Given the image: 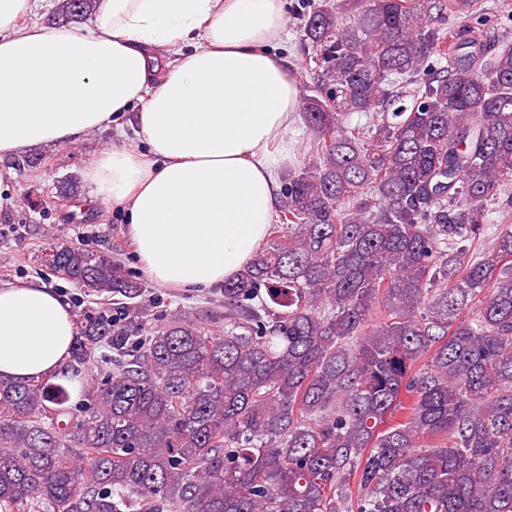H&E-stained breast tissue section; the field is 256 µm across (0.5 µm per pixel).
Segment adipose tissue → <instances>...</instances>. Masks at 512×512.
I'll return each instance as SVG.
<instances>
[{
	"instance_id": "ef3b65f1",
	"label": "adipose tissue",
	"mask_w": 512,
	"mask_h": 512,
	"mask_svg": "<svg viewBox=\"0 0 512 512\" xmlns=\"http://www.w3.org/2000/svg\"><path fill=\"white\" fill-rule=\"evenodd\" d=\"M0 0V157L76 143L133 112L142 147L106 148L85 171L118 203L144 271L183 290L233 277L279 209V168L300 108L275 47L286 0H100L86 34L24 24ZM69 304L40 280L0 285V376L47 378L69 358Z\"/></svg>"
}]
</instances>
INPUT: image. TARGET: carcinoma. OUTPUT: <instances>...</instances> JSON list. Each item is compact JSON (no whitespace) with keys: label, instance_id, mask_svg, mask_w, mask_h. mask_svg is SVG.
Masks as SVG:
<instances>
[{"label":"carcinoma","instance_id":"cac0c4a2","mask_svg":"<svg viewBox=\"0 0 512 512\" xmlns=\"http://www.w3.org/2000/svg\"><path fill=\"white\" fill-rule=\"evenodd\" d=\"M476 2L308 0L309 150L206 318L134 336L119 259L41 249L112 305L0 379V512H512V42L442 27Z\"/></svg>","mask_w":512,"mask_h":512}]
</instances>
